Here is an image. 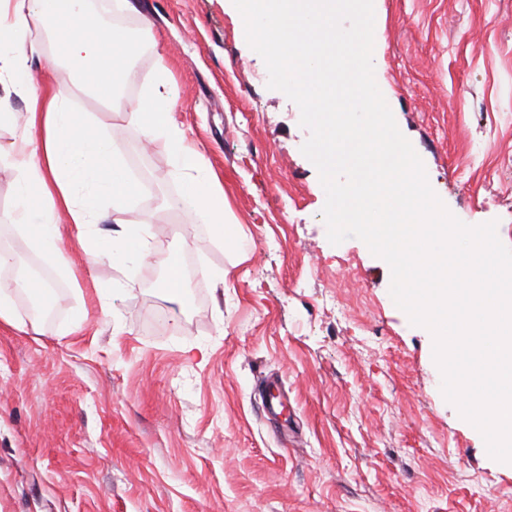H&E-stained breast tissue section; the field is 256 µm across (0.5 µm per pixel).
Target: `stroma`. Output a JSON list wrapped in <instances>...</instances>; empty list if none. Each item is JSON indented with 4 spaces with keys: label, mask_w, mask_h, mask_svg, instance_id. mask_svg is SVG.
<instances>
[{
    "label": "stroma",
    "mask_w": 512,
    "mask_h": 512,
    "mask_svg": "<svg viewBox=\"0 0 512 512\" xmlns=\"http://www.w3.org/2000/svg\"><path fill=\"white\" fill-rule=\"evenodd\" d=\"M133 2L111 21L161 42L175 117L242 244L164 210L183 185L165 153L139 149L125 111L153 85L149 49L111 108L42 59L139 181L127 219L226 278H191L176 300L162 266L91 263L67 233L72 269L96 273L71 285L4 225L15 173L0 161V246L55 284L50 316L21 294L24 329L0 326V512H512V469L445 400L433 340L395 305L387 263L357 238L328 241L300 110L268 88L227 0ZM374 11L378 79L432 189L512 247V0ZM116 282L101 311L98 289Z\"/></svg>",
    "instance_id": "obj_1"
}]
</instances>
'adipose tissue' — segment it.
Wrapping results in <instances>:
<instances>
[{"mask_svg":"<svg viewBox=\"0 0 512 512\" xmlns=\"http://www.w3.org/2000/svg\"><path fill=\"white\" fill-rule=\"evenodd\" d=\"M57 39L62 42L60 60L106 102L120 94L134 51L154 53L155 88L130 114L138 120L145 144L168 153L175 174L187 184L184 196L167 200L166 207L191 210L196 223L210 225L221 240L239 238L224 221V191L215 174L173 117L171 72L158 42L147 33L92 24L80 0H0V121L9 119L13 99L27 105L23 124L7 144H0V158L17 175L10 223L46 265L67 275L71 269L60 247L59 224L60 216H67L75 238L93 259L125 264L154 259L167 271L168 292L183 294L188 283L178 252L150 247L140 226H124L115 235L104 227L110 216L126 213L140 184L117 159L111 140L91 132L80 113L70 109L68 93L33 71V61ZM47 286L29 276L0 283V324L23 328L16 296L33 298Z\"/></svg>","mask_w":512,"mask_h":512,"instance_id":"1","label":"adipose tissue"}]
</instances>
